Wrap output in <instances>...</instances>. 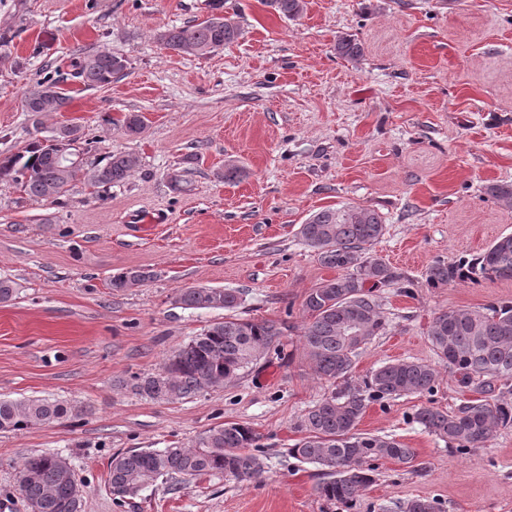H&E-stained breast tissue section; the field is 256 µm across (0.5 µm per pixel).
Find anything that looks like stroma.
Listing matches in <instances>:
<instances>
[{
  "label": "stroma",
  "instance_id": "obj_1",
  "mask_svg": "<svg viewBox=\"0 0 512 512\" xmlns=\"http://www.w3.org/2000/svg\"><path fill=\"white\" fill-rule=\"evenodd\" d=\"M234 17L238 42L205 57L165 50L156 34ZM0 154L27 151L52 128H80L83 170L56 202L0 178V276L17 284L0 304V397L49 398L72 411L58 422L0 433V512H28L18 490L25 457L60 454L83 488L82 512H325V470L288 453L302 415L334 390L305 358L302 303L336 277L297 236L316 210L377 211L386 233L371 249L402 279L378 288L385 332L360 350L359 384L396 360L436 363L427 329L437 313L512 302V279L429 287L436 261L482 253L512 234V203L486 188L512 183V0H307L297 19L261 0H0ZM363 46L338 57L337 37ZM122 55L104 88L74 79L80 56ZM63 78L65 111L34 127L24 93ZM138 112L147 128L125 135ZM126 151L137 170L112 187L87 172ZM245 175L224 181L227 163ZM152 279L124 292L123 268ZM233 289L243 318L287 321L280 351L240 378L189 399L131 390L220 309L185 310L179 289ZM441 370L433 392L373 403L358 430L413 448L404 465L376 461L352 512H397L423 497L443 512H512V427L460 453L413 419L481 398ZM244 423L261 436V473L246 481L203 475L160 483L123 502L107 486L113 454L187 447L209 428ZM152 277V272L144 269L130 268L113 274L110 280V286L112 290L117 292L126 291L130 288L143 285L145 282L151 280Z\"/></svg>",
  "mask_w": 512,
  "mask_h": 512
}]
</instances>
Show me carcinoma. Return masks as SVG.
<instances>
[{"mask_svg": "<svg viewBox=\"0 0 512 512\" xmlns=\"http://www.w3.org/2000/svg\"><path fill=\"white\" fill-rule=\"evenodd\" d=\"M264 4L289 20L306 10V0H264ZM241 36L234 18L211 16L192 26L166 28L157 39L177 54L205 56ZM335 51L349 59L359 56L362 48L355 39L342 36L336 40ZM127 64L124 57L106 50L88 53L76 62L75 78L87 87H103L127 69ZM69 100L57 81L39 82L24 94L26 112L37 125L41 124L40 116L62 111ZM122 128L127 136L136 138L146 129L145 118L130 112ZM79 132L76 125L62 124L26 153L0 156V178L15 181L35 200L59 199L79 172L67 164ZM138 164V158L130 153L110 152L91 170L89 180L99 187H110L125 181ZM384 232L385 224L377 212L355 206L323 208L300 225L298 236L318 261L341 272L311 289L302 304L304 355L324 378H347L359 350L386 330L374 289L398 282L401 276L370 254ZM152 278L147 270L130 268L112 275L110 286L121 292ZM511 278L512 235L498 238L475 258L438 261L426 271V282L433 288L457 280ZM176 302L185 310L222 308L229 315L174 350L158 373L135 378L133 390L138 395L169 401L220 387L277 348L284 335L285 327L279 322L233 316L241 305L235 290L182 288ZM428 337L438 366L448 368L460 387L484 386L492 393V381H512L511 302L442 311L433 317ZM438 366L404 360L385 363L363 384L326 395L304 414L299 427L305 436L288 453L328 471L329 479L317 486L319 497L328 505H353L373 482V462L391 459L407 464L413 460V449L387 435L359 433L357 425L373 402L432 391L439 379ZM71 410L56 400L0 398V432L49 425ZM413 419L451 448H483L497 429L512 427V402L467 400L449 413L422 405ZM259 440L248 425L224 423L203 432L189 448L117 453L110 463L109 492L113 499L122 501L164 476L183 482L202 475L248 480L264 468ZM79 487L70 462L57 453L29 456L19 472V490L31 512H79ZM399 509L439 512V503L419 497L399 505Z\"/></svg>", "mask_w": 512, "mask_h": 512, "instance_id": "cac0c4a2", "label": "carcinoma"}]
</instances>
